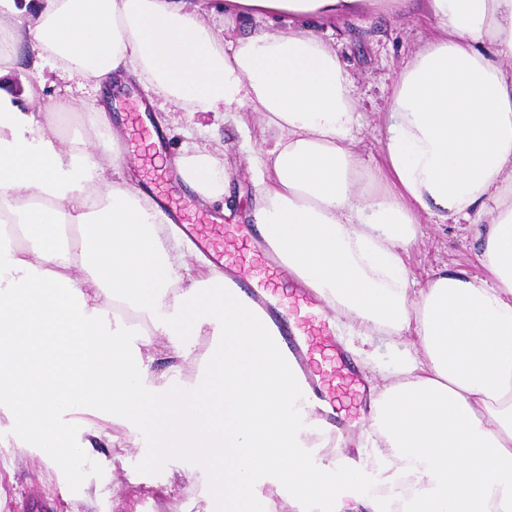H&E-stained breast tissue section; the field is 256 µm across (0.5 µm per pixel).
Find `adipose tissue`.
<instances>
[{
  "label": "adipose tissue",
  "mask_w": 512,
  "mask_h": 512,
  "mask_svg": "<svg viewBox=\"0 0 512 512\" xmlns=\"http://www.w3.org/2000/svg\"><path fill=\"white\" fill-rule=\"evenodd\" d=\"M400 2L224 0L219 32L188 0H37L31 24L0 20V415L58 481L96 446L119 463L145 436L144 472L194 461L201 512H512V0H425L439 35L395 80L387 171L364 188L347 74L319 28ZM244 16L261 30L238 34ZM25 43L33 79L14 90ZM48 67L97 86L134 75L189 115L250 111L274 132L262 241L345 335L416 348L368 368L358 437L309 401L250 296L190 263L183 229L101 141L105 106L58 147L68 107L41 99ZM175 165L203 202L223 195L218 159ZM422 211L470 221L485 276L415 287ZM189 336L212 342L187 379ZM368 445L369 468L351 456Z\"/></svg>",
  "instance_id": "obj_1"
}]
</instances>
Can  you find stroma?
<instances>
[{
	"instance_id": "1",
	"label": "stroma",
	"mask_w": 512,
	"mask_h": 512,
	"mask_svg": "<svg viewBox=\"0 0 512 512\" xmlns=\"http://www.w3.org/2000/svg\"><path fill=\"white\" fill-rule=\"evenodd\" d=\"M321 32L346 65L350 95L361 141L362 172L370 176L385 167L384 113L394 81L410 58L434 39L438 30L423 0H406L395 12L361 13L323 25ZM44 96L70 102L75 110L62 123L64 137L83 134L87 108L99 97L92 87L75 76L55 71L45 74ZM112 125L125 150L128 172L136 184L155 182L168 197L189 205L187 221L203 217L224 224H244L253 202V182L267 170V150L273 134L264 130L249 112L238 121L224 122L213 116L193 118L168 110L163 98L136 77H126L112 90ZM160 130L163 146L142 142L140 127ZM202 150L220 159L230 172V184L221 200L202 204L181 181H169L174 159L187 151ZM422 234L407 263L417 286H424L436 270L449 268L473 276L485 271L476 254L478 245L466 225L444 224L437 216L420 213ZM353 348L370 365L389 366L402 361L407 348L402 339L375 336L351 337ZM125 468H113L112 449L98 446L93 459L79 463L68 478L69 493L61 495L48 462L23 448L0 447V512H198L207 489L205 478L195 473L187 459L171 461L169 469L187 471L188 479L166 486V470H158L154 489L138 484L140 451H122Z\"/></svg>"
}]
</instances>
